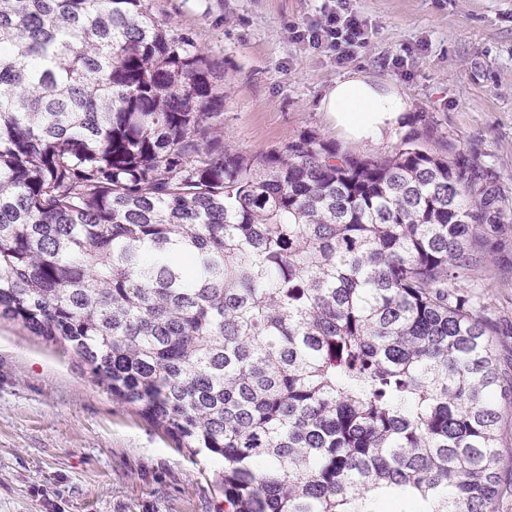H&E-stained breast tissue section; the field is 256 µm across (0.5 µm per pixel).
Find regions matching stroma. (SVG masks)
Returning <instances> with one entry per match:
<instances>
[{"label": "stroma", "instance_id": "1", "mask_svg": "<svg viewBox=\"0 0 512 512\" xmlns=\"http://www.w3.org/2000/svg\"><path fill=\"white\" fill-rule=\"evenodd\" d=\"M367 29L344 61L301 34L336 0H151L218 59L224 141L250 156L303 132L357 154H387L431 126L476 152L512 210V0H348ZM362 70L408 97L404 125L377 143L341 139L320 103ZM477 272L496 314L495 353L512 366V223ZM220 465L191 455L113 396L73 353L0 321V512H228Z\"/></svg>", "mask_w": 512, "mask_h": 512}]
</instances>
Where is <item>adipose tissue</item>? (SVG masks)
<instances>
[{
	"instance_id": "ef3b65f1",
	"label": "adipose tissue",
	"mask_w": 512,
	"mask_h": 512,
	"mask_svg": "<svg viewBox=\"0 0 512 512\" xmlns=\"http://www.w3.org/2000/svg\"><path fill=\"white\" fill-rule=\"evenodd\" d=\"M320 109L346 140L366 142L400 126L409 102L391 82L352 70L327 90Z\"/></svg>"
}]
</instances>
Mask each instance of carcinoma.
I'll return each instance as SVG.
<instances>
[{"label":"carcinoma","instance_id":"carcinoma-1","mask_svg":"<svg viewBox=\"0 0 512 512\" xmlns=\"http://www.w3.org/2000/svg\"><path fill=\"white\" fill-rule=\"evenodd\" d=\"M150 0H0V320L222 466L233 512H499L498 238L472 151L224 144Z\"/></svg>","mask_w":512,"mask_h":512}]
</instances>
